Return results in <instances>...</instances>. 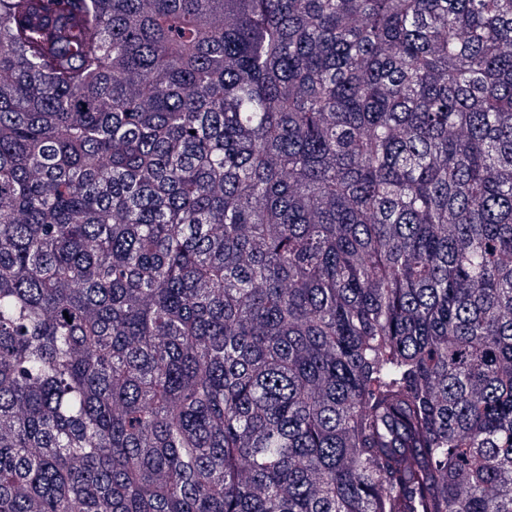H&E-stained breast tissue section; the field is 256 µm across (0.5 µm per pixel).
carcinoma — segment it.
I'll use <instances>...</instances> for the list:
<instances>
[{
    "label": "carcinoma",
    "mask_w": 512,
    "mask_h": 512,
    "mask_svg": "<svg viewBox=\"0 0 512 512\" xmlns=\"http://www.w3.org/2000/svg\"><path fill=\"white\" fill-rule=\"evenodd\" d=\"M0 512H512V0H0Z\"/></svg>",
    "instance_id": "1"
}]
</instances>
